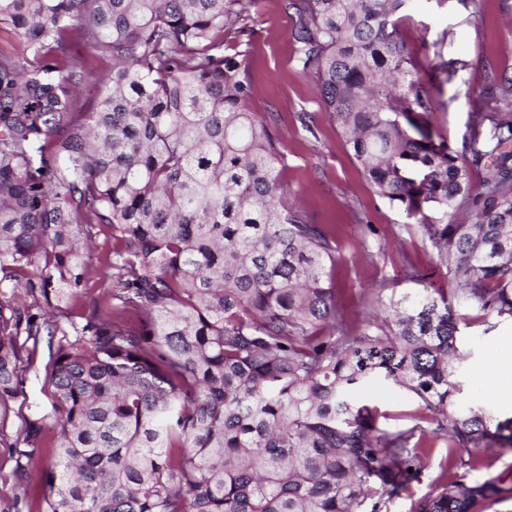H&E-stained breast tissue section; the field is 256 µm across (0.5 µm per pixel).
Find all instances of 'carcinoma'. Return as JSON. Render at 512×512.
I'll return each instance as SVG.
<instances>
[{
  "label": "carcinoma",
  "instance_id": "cac0c4a2",
  "mask_svg": "<svg viewBox=\"0 0 512 512\" xmlns=\"http://www.w3.org/2000/svg\"><path fill=\"white\" fill-rule=\"evenodd\" d=\"M410 0H283L302 72L375 192L433 241L453 288L390 303L359 336L336 323V248L288 208L268 123L224 35L256 0H0V407L25 396L17 337H48L58 424L26 422L44 512H371L418 478L425 430L378 427L355 387L390 380L433 414L444 474L412 512H483L503 479H469L512 421L463 406L460 307L512 320V81L462 149L434 134L403 23ZM112 60L90 123L70 112L77 47ZM112 238L99 305L78 324L83 249Z\"/></svg>",
  "mask_w": 512,
  "mask_h": 512
}]
</instances>
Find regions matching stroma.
Returning <instances> with one entry per match:
<instances>
[{"instance_id": "1", "label": "stroma", "mask_w": 512, "mask_h": 512, "mask_svg": "<svg viewBox=\"0 0 512 512\" xmlns=\"http://www.w3.org/2000/svg\"><path fill=\"white\" fill-rule=\"evenodd\" d=\"M404 32L409 48L420 60L418 75L438 101L432 116L435 130L452 148H460L473 113L481 111L480 93L512 77V0H411ZM292 20L281 0H257L250 31L242 40L225 39L226 54L241 53L252 83L250 107L258 119L276 113L271 125L285 165L282 179L289 200L312 223L325 225L336 247L333 285L341 318L337 334L360 335L368 315L384 313L390 298L415 295L428 283L450 286L451 277L436 267L437 251L415 219L390 205L370 186L361 166L336 129L314 83L301 72L291 36ZM82 80L72 98V109L89 118L97 108L101 78L112 63L92 46L82 49ZM454 59L460 70L449 84L439 85L433 69L440 59ZM312 118L304 128L300 113ZM112 243L98 236L84 253L87 286L82 299L70 305L77 317L92 301L103 297V271ZM471 322L463 329L469 358L463 374L462 401L493 411L498 421L512 420V400L487 395L484 383L498 374V363L512 362V322L481 319L468 311ZM33 360L24 379L25 398L11 402L0 413V512H43L40 470L21 471L14 445L22 440L28 419L45 415L51 395L44 385L46 343L24 345ZM356 396L375 406L378 425L400 430L428 427L429 415L411 391L376 380ZM429 452L418 481L408 492L388 501L383 512H411L412 505L437 485L446 458L443 439L427 437Z\"/></svg>"}]
</instances>
